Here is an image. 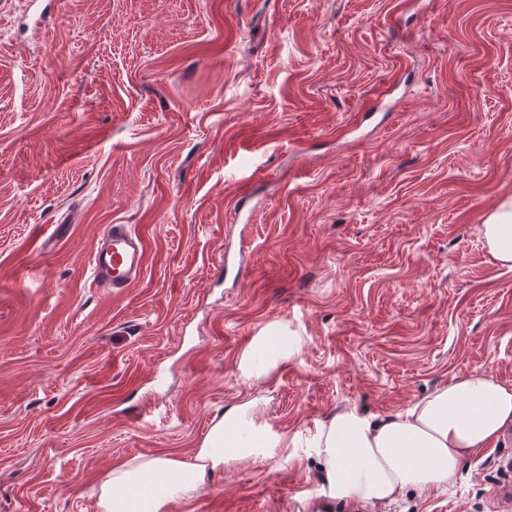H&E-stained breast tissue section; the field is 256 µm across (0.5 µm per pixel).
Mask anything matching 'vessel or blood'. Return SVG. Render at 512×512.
Returning a JSON list of instances; mask_svg holds the SVG:
<instances>
[{"label": "vessel or blood", "mask_w": 512, "mask_h": 512, "mask_svg": "<svg viewBox=\"0 0 512 512\" xmlns=\"http://www.w3.org/2000/svg\"><path fill=\"white\" fill-rule=\"evenodd\" d=\"M145 246L141 237L125 224H110L96 238L90 258L93 284L120 293L143 272Z\"/></svg>", "instance_id": "vessel-or-blood-1"}]
</instances>
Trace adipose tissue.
I'll return each instance as SVG.
<instances>
[{"instance_id":"obj_1","label":"adipose tissue","mask_w":512,"mask_h":512,"mask_svg":"<svg viewBox=\"0 0 512 512\" xmlns=\"http://www.w3.org/2000/svg\"><path fill=\"white\" fill-rule=\"evenodd\" d=\"M482 234L492 255L512 266V199L489 217ZM279 330L277 324L268 325L243 351L240 368L246 377L267 375L291 355V347L273 340ZM258 406L250 399L227 409L192 460L142 457L113 470L99 486L98 512H167L172 502L198 492L207 470L257 456L253 422ZM509 426L512 388L489 376L438 388L402 416L375 418L343 409L316 440L323 494L375 508L410 490L449 491L462 462Z\"/></svg>"}]
</instances>
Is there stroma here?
Instances as JSON below:
<instances>
[{
	"mask_svg": "<svg viewBox=\"0 0 512 512\" xmlns=\"http://www.w3.org/2000/svg\"><path fill=\"white\" fill-rule=\"evenodd\" d=\"M508 198L512 0H0V512H97L252 398L263 453L169 512H364L322 494L337 411L512 386ZM109 224L146 245L120 295L86 271ZM273 322L293 355L246 378ZM507 458L375 512H500ZM487 223L482 234L489 251L502 265L512 266V199L504 201Z\"/></svg>",
	"mask_w": 512,
	"mask_h": 512,
	"instance_id": "stroma-1",
	"label": "stroma"
}]
</instances>
